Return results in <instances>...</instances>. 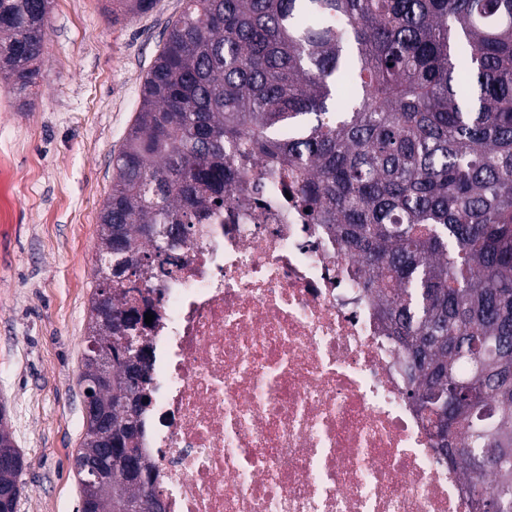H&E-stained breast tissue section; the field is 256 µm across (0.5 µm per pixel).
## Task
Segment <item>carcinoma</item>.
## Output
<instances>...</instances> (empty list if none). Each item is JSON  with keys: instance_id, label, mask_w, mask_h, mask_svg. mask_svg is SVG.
Listing matches in <instances>:
<instances>
[{"instance_id": "1", "label": "carcinoma", "mask_w": 512, "mask_h": 512, "mask_svg": "<svg viewBox=\"0 0 512 512\" xmlns=\"http://www.w3.org/2000/svg\"><path fill=\"white\" fill-rule=\"evenodd\" d=\"M141 86L100 212L86 340L112 353L124 464L93 512L138 491L146 370L131 352L137 279L179 266L251 160L289 184L369 275L405 352L409 399L474 512H512V0H184ZM50 0H0V74L19 106L41 77ZM155 0H107L113 22ZM112 267H106L107 259ZM109 316H99L106 281ZM21 457L0 421V454ZM22 470L0 467V491Z\"/></svg>"}]
</instances>
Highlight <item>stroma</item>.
I'll return each mask as SVG.
<instances>
[{
	"label": "stroma",
	"mask_w": 512,
	"mask_h": 512,
	"mask_svg": "<svg viewBox=\"0 0 512 512\" xmlns=\"http://www.w3.org/2000/svg\"><path fill=\"white\" fill-rule=\"evenodd\" d=\"M105 0H53L37 95L0 80V401L28 467L17 512H78L79 374L97 286L99 214L144 76L183 0L109 22Z\"/></svg>",
	"instance_id": "35a3bbf8"
}]
</instances>
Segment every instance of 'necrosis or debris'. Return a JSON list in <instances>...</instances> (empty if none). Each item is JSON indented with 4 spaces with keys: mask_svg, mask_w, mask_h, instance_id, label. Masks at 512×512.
Returning a JSON list of instances; mask_svg holds the SVG:
<instances>
[{
    "mask_svg": "<svg viewBox=\"0 0 512 512\" xmlns=\"http://www.w3.org/2000/svg\"><path fill=\"white\" fill-rule=\"evenodd\" d=\"M136 305L167 512H470L360 263L249 164Z\"/></svg>",
    "mask_w": 512,
    "mask_h": 512,
    "instance_id": "4bbe7bcc",
    "label": "necrosis or debris"
}]
</instances>
